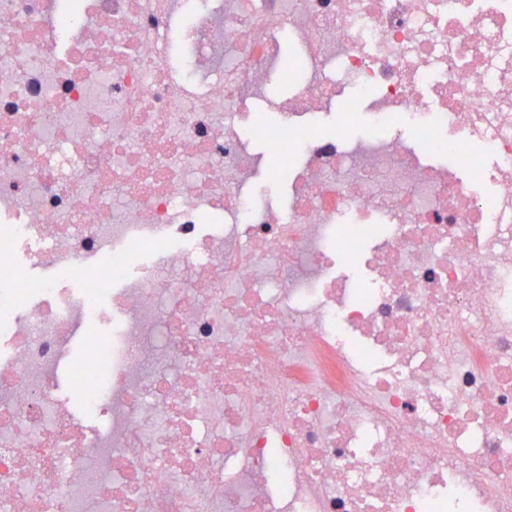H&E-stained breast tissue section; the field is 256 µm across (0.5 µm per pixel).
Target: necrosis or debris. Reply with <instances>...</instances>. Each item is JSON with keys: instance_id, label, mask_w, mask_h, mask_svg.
Listing matches in <instances>:
<instances>
[{"instance_id": "4bbe7bcc", "label": "necrosis or debris", "mask_w": 512, "mask_h": 512, "mask_svg": "<svg viewBox=\"0 0 512 512\" xmlns=\"http://www.w3.org/2000/svg\"><path fill=\"white\" fill-rule=\"evenodd\" d=\"M0 512H512V0H0Z\"/></svg>"}]
</instances>
